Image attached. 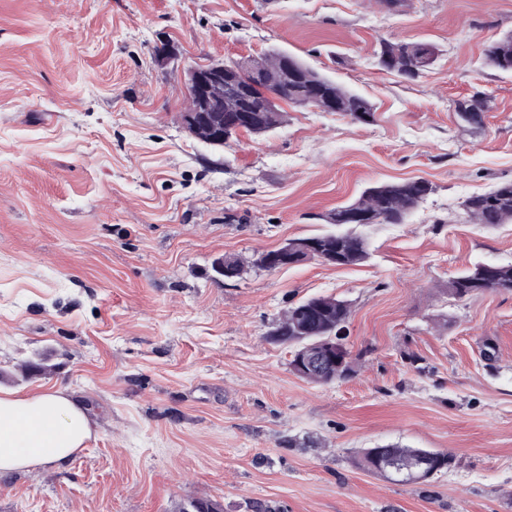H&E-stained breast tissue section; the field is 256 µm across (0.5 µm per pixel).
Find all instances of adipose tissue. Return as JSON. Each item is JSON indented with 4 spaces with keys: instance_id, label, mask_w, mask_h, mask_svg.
Instances as JSON below:
<instances>
[{
    "instance_id": "obj_1",
    "label": "adipose tissue",
    "mask_w": 512,
    "mask_h": 512,
    "mask_svg": "<svg viewBox=\"0 0 512 512\" xmlns=\"http://www.w3.org/2000/svg\"><path fill=\"white\" fill-rule=\"evenodd\" d=\"M94 416L65 387L0 392V474L68 463L93 435Z\"/></svg>"
}]
</instances>
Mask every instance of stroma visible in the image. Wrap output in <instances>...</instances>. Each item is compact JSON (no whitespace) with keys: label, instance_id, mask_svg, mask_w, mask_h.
I'll use <instances>...</instances> for the list:
<instances>
[{"label":"stroma","instance_id":"stroma-1","mask_svg":"<svg viewBox=\"0 0 512 512\" xmlns=\"http://www.w3.org/2000/svg\"><path fill=\"white\" fill-rule=\"evenodd\" d=\"M509 33L512 0H0V389L69 387L99 423L66 467L1 477L0 512H512V291L448 292L512 264V223L462 209L512 181V72L483 58ZM383 38L435 61L390 73ZM270 50L373 121L291 107L263 138L191 135L188 69ZM478 92L466 122L455 104ZM414 179L433 191L404 223L357 227L366 262L251 267ZM226 256L242 279L215 272ZM316 295L350 305L354 371L324 385L269 335ZM40 356L51 372L22 378ZM390 444L454 461L415 484L358 466ZM489 289L512 290V265H476L448 283V292L457 298Z\"/></svg>","mask_w":512,"mask_h":512}]
</instances>
